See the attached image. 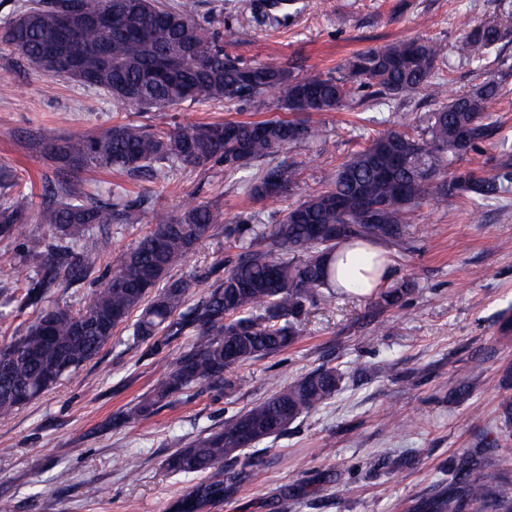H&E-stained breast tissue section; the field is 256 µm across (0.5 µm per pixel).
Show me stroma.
<instances>
[{
  "mask_svg": "<svg viewBox=\"0 0 512 512\" xmlns=\"http://www.w3.org/2000/svg\"><path fill=\"white\" fill-rule=\"evenodd\" d=\"M512 18V0H199L204 35L224 38V50L248 63H277L344 76L354 53L418 36L441 49L437 90L393 99L359 89L340 112H314L326 137L237 171L171 170L166 178L87 171L71 200L94 195L137 205L126 224L107 227L109 245L93 271L52 295L80 307L150 227L154 212L180 213L219 202L227 216L278 223L284 210L320 191L337 169L370 139L399 124H418L441 100L471 90L485 72L503 84L490 104L494 121L486 141L461 164L490 173L501 153L512 154V30L486 52L482 68L458 54L462 15ZM0 166L13 170L16 189L41 208L58 163L45 146L52 137L98 133L138 121L155 131L198 122L288 118L276 100L251 105L187 101L167 112H134L104 92L63 77L47 79L0 43ZM284 164L297 173L295 190L256 200L259 173ZM13 189V190H16ZM13 190L0 189V203ZM51 239L49 225L30 217L18 236L0 240V344L20 336L33 320L22 306L34 271L22 259ZM391 282L414 281L401 307L377 312L374 294L336 290L311 309L304 334L288 350L235 368L237 385L225 391L196 384L146 418L116 427L115 415L148 395L186 345L140 342L133 321L80 372L12 414L0 417V512H167L192 485L169 474L166 456L202 431L265 399L271 379L290 382L316 368L340 369L345 379L329 404L297 420L284 436L253 447L257 476L212 512H414L416 505L460 483L462 460L479 438L491 448L487 469L498 495L512 497V452L501 445L512 427L498 404L512 395V339L499 333L512 312V192L474 204L451 197L423 202L403 241L386 247ZM237 254L224 232L200 243L177 269L190 279L187 305L206 296ZM404 417L411 428L395 430Z\"/></svg>",
  "mask_w": 512,
  "mask_h": 512,
  "instance_id": "obj_1",
  "label": "stroma"
}]
</instances>
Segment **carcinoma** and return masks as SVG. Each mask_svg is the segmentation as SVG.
<instances>
[{"instance_id": "carcinoma-1", "label": "carcinoma", "mask_w": 512, "mask_h": 512, "mask_svg": "<svg viewBox=\"0 0 512 512\" xmlns=\"http://www.w3.org/2000/svg\"><path fill=\"white\" fill-rule=\"evenodd\" d=\"M199 0H38L0 31V41L46 77H66L106 93L115 104L138 112L163 111L185 101L210 100L252 104L278 95L294 119L224 121L155 132L133 121L96 134L52 138L47 153L69 179L90 170L136 174L150 168L162 178L173 166L207 169L216 163L236 172L300 142H317L322 130L305 116L346 107L357 86H372L390 96L436 87L440 49L418 37L385 48L356 53L358 70L336 78L317 71L297 73L274 63L248 64L224 53L217 36L205 37L196 22ZM112 15L107 27L94 19ZM458 51L473 62L496 46L504 32L496 22L465 18ZM80 59L84 74L65 64ZM502 97V85L491 74L468 92L441 103L422 122L418 133L395 127L372 138L327 177L326 189L289 206L277 224H252L243 215L224 217L216 204H200L178 214L157 213L155 228L129 248L119 267L81 308L51 299L50 291L94 266V253L108 241L83 244L100 225L116 224L133 210L130 201L48 204L40 222L51 227L55 243L24 255L36 277L26 297L38 306L24 333L0 345V415H7L44 392L63 376L77 372L112 340L114 330L136 310L134 336L154 347L180 336L190 337L184 351L152 393L135 408L149 416L167 399L194 384L219 382L232 388L226 374L246 362L293 346L303 335L310 308L336 287V262L347 250L402 239L411 212L428 198L489 199L507 190L512 155L497 159L499 173H479L448 166L487 137V104ZM297 186L294 169L274 166L252 185L258 200L281 196ZM384 204L379 223L365 224L357 199ZM31 212L19 191L0 204V238H13ZM344 231L336 233V225ZM224 227L239 253L224 267L196 306L182 311L188 280L172 271L196 246ZM411 282L376 293L375 306L401 305ZM163 339H157L158 335ZM342 375L334 367L318 368L287 384L271 380L262 402L224 421V428L200 436L164 460L177 475L200 476L169 505L168 512H210L257 472L239 447L245 431L252 444L275 438L302 416L332 401ZM493 502L494 512H512V499L499 497L484 464L471 460L461 470V486L419 504L418 512H464L473 503Z\"/></svg>"}]
</instances>
